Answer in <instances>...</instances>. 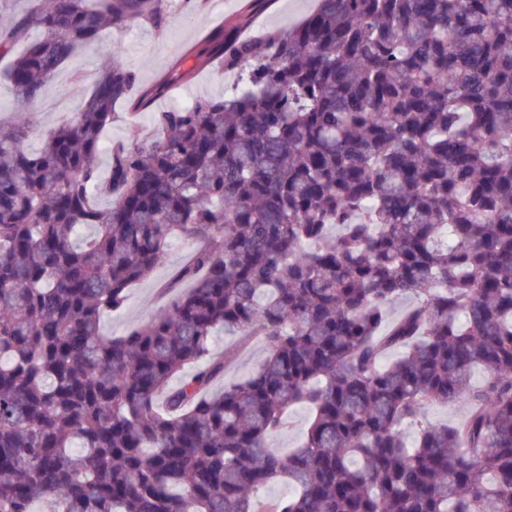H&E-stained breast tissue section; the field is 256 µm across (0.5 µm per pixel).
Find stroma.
Returning a JSON list of instances; mask_svg holds the SVG:
<instances>
[{
  "instance_id": "stroma-1",
  "label": "stroma",
  "mask_w": 512,
  "mask_h": 512,
  "mask_svg": "<svg viewBox=\"0 0 512 512\" xmlns=\"http://www.w3.org/2000/svg\"><path fill=\"white\" fill-rule=\"evenodd\" d=\"M168 18L164 30L134 24L108 41L107 47L117 50L138 77V88H145L165 77L174 62L207 32L233 24L241 11L242 0H223L221 14L213 10L187 11L182 0H167ZM315 6V0H277L271 9L258 13L254 31L268 28H287L300 22ZM102 54L87 50L74 55L47 83L42 94L36 120L47 129L70 119L77 112L99 69ZM224 72L212 68L199 72L188 83L172 88L167 98L157 102L164 110L170 101L217 96L224 91ZM195 243L175 241L169 248L166 262L148 279L133 286L124 307L104 321L106 335L119 337L132 328L147 322L160 312L166 303L161 284L171 272L181 266ZM217 354L227 357L224 380L228 383L247 379L265 356L264 344L255 338L247 339L237 333H218L214 340Z\"/></svg>"
}]
</instances>
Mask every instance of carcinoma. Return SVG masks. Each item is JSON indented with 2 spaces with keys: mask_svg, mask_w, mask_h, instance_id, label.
<instances>
[{
  "mask_svg": "<svg viewBox=\"0 0 512 512\" xmlns=\"http://www.w3.org/2000/svg\"><path fill=\"white\" fill-rule=\"evenodd\" d=\"M273 2L139 93L109 54L34 152V112L0 125V512H512V0H318L241 37ZM133 23L164 29L166 0H34L0 26V58L43 33L4 79L33 106ZM217 63L223 95L153 111ZM119 103L153 128L103 181ZM177 237L168 306L104 336ZM219 329L265 341L247 381ZM429 402L465 417L425 425ZM276 480L294 493L260 506ZM310 418L311 410L307 406L293 407L288 414L287 427L277 437L279 447L288 450L301 444Z\"/></svg>",
  "mask_w": 512,
  "mask_h": 512,
  "instance_id": "obj_1",
  "label": "carcinoma"
}]
</instances>
